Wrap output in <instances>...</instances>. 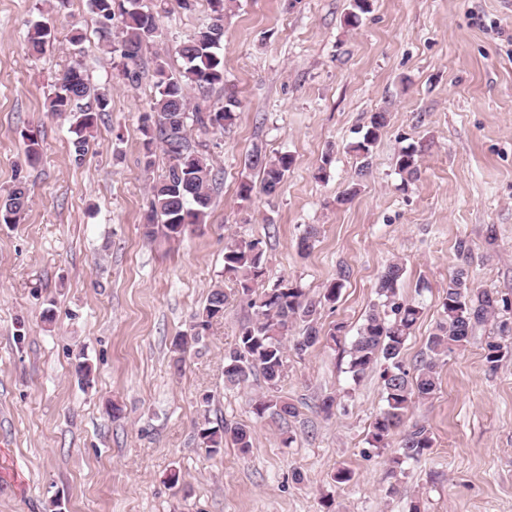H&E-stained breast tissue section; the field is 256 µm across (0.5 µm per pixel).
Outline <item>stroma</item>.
Listing matches in <instances>:
<instances>
[{
    "label": "stroma",
    "mask_w": 512,
    "mask_h": 512,
    "mask_svg": "<svg viewBox=\"0 0 512 512\" xmlns=\"http://www.w3.org/2000/svg\"><path fill=\"white\" fill-rule=\"evenodd\" d=\"M142 3L158 34L132 84L121 75L123 16L105 42L88 0H0V194L18 181L31 192L21 223L0 224V512H323L328 496L334 512H409L413 501L422 512H512V355L489 369L493 324L441 361L439 391L406 418L426 425L434 446L395 474L399 435L381 450L367 443L384 405L379 374L348 371L393 260L406 268L400 296L423 307L406 366L427 356L458 265L512 318V0H372L356 27L346 23L350 0H236L224 16V85L211 100L237 98V120L221 134L189 129L219 179L212 206L181 240L151 242L149 186L169 164L159 151L143 165L155 62L178 71L175 48L210 7ZM39 21L56 39L34 55L26 37ZM75 29L78 46L68 41ZM75 60L109 101L80 162L71 117L48 107ZM379 110L388 127L358 194L340 202L359 164L350 145ZM411 144L422 151L414 181L396 166ZM257 147L293 163L275 196L244 202L237 186ZM309 224L319 235L303 254ZM237 238L260 240L267 287L286 281L315 297L349 271L321 317L325 329L341 326L338 344L288 356L278 391L300 414L285 422L255 420L251 401L268 390L261 375L224 385V352L251 314L224 277V246ZM218 282L229 296L223 318L174 369L172 339ZM80 356L92 387L74 374ZM328 395L329 417L318 410ZM205 411L250 425L251 452L228 443L208 454L195 427ZM342 467L354 477L340 485ZM173 470L186 490L168 484Z\"/></svg>",
    "instance_id": "obj_1"
}]
</instances>
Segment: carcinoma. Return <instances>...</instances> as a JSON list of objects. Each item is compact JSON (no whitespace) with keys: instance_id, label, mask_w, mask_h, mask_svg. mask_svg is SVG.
Listing matches in <instances>:
<instances>
[{"instance_id":"obj_1","label":"carcinoma","mask_w":512,"mask_h":512,"mask_svg":"<svg viewBox=\"0 0 512 512\" xmlns=\"http://www.w3.org/2000/svg\"><path fill=\"white\" fill-rule=\"evenodd\" d=\"M130 8L122 9L125 19V37L122 57L123 76L131 81L139 74L133 69L144 49L153 41L157 32L155 15L140 6V0H127ZM229 0H208L209 21L201 24L175 53L183 60L184 69L170 73L165 65H156L155 98L152 113L143 131L146 136L145 167L152 161V146L160 145L170 160L167 174L150 185V215L144 235L153 240L162 236L167 240L181 239L190 228L204 223L212 201L216 174L208 158L197 150L196 142L189 136L188 121L209 131H223L237 119L240 103L229 97L224 105L189 113L188 90L193 89L202 97L216 85L224 84V56L220 53L224 37V12ZM91 11L103 22L114 17V0H89ZM351 9L346 22L355 26L362 15L370 11L369 0H350ZM54 40V30L45 23H36L29 31L27 45L31 52L41 54ZM108 99L90 85L80 65L69 67L59 80L54 96L49 101L53 112L69 113L74 120L75 138L71 141L74 159L80 161L89 150L90 137L97 126L99 113L105 111ZM388 123V113L373 112L362 138L350 145L352 152L365 159L355 171V177L339 201L352 200L359 191L360 180L368 168L366 159L380 139ZM292 164L290 155L267 156L256 148L248 158V168L261 175L259 184L244 178L238 185V197L244 202L252 198L254 190L267 196L277 194L286 172ZM398 171L413 180L420 171V150L409 145L400 150ZM30 189L19 181L5 195L0 196V224H17L29 208ZM404 265L393 260L378 276L375 288L378 303L366 315L356 339L349 350V371L359 379L377 368L379 360L385 361L380 372L384 407L371 424L367 443L381 449L388 445L392 433L401 429L412 406L430 399L438 390V368L441 359L470 342L478 326L495 316L493 297L474 286L464 267L454 269L448 276V286L442 297V311L434 331L427 340L429 354L413 369L404 364L407 338L422 314L420 303L403 299L398 291L404 279ZM224 275L235 282L236 291L245 300L253 314L240 324L234 345L224 353V382L239 387L260 373L268 385L266 394L252 404L255 418H278L286 421L299 416L298 407L277 394L278 385L285 375L288 352L302 355L329 340L337 341L336 331L324 329L321 310L333 306L339 299L347 271L340 269L318 298L282 282L256 292L255 285L264 275L263 250L258 239H236L224 248ZM228 296L224 288L215 285L210 289L206 304L194 316L192 333L175 337L172 343L173 365L181 368L185 353L199 343L217 320L216 313L226 308ZM512 350V322L497 323V336L485 343V360L494 370L505 352ZM210 396L202 398L206 407L198 422V438L210 454L224 450L231 442L246 454L253 444L251 427L226 420L213 422L209 417ZM432 433L423 425L414 424L403 431L399 448L401 453L390 459L392 469H397L405 459H417L433 447Z\"/></svg>"}]
</instances>
